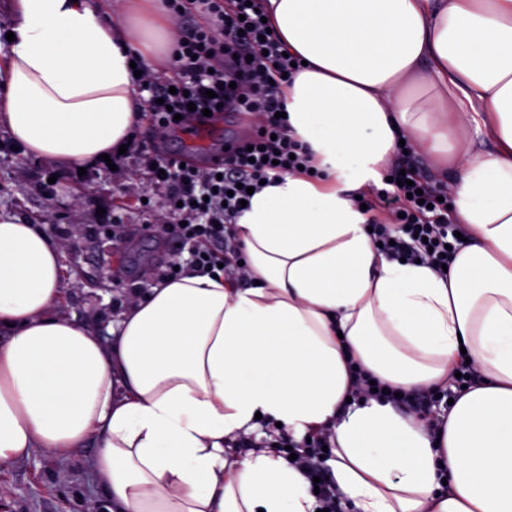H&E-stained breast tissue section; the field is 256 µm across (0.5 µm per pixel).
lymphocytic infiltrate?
<instances>
[{"mask_svg":"<svg viewBox=\"0 0 512 512\" xmlns=\"http://www.w3.org/2000/svg\"><path fill=\"white\" fill-rule=\"evenodd\" d=\"M175 18L195 8L198 19L186 23L175 36L169 75L143 69L135 83L151 99L147 117L154 127L169 132L183 128L192 109L216 110L224 106L264 118L248 143L229 149L223 163L207 170L182 165L174 157L153 154L137 139L127 144L128 154L150 165L149 175L164 196L170 221L156 225V232L176 241L188 254L179 266H166L157 280L174 277L176 270L200 275L224 274L239 278V248L232 241L231 225L241 213L247 190L261 182H274L312 160L290 135L279 96L281 86L294 79L297 69L285 58L274 34L268 33L261 13L246 0H166ZM406 185H397L398 175ZM390 180L372 187L361 201L371 211L375 241L392 259L419 261L441 270L454 253L450 246L455 227L448 222V204L440 189L418 178L403 147H395ZM422 191L411 197V189Z\"/></svg>","mask_w":512,"mask_h":512,"instance_id":"f902f5d3","label":"lymphocytic infiltrate"}]
</instances>
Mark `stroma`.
Returning a JSON list of instances; mask_svg holds the SVG:
<instances>
[{"mask_svg": "<svg viewBox=\"0 0 512 512\" xmlns=\"http://www.w3.org/2000/svg\"><path fill=\"white\" fill-rule=\"evenodd\" d=\"M257 124L256 117L223 112L203 123L189 122L179 137L171 138L144 119L133 135L153 149L204 168L214 157L223 156L225 144L244 140ZM89 172L93 181L86 186L76 169L26 154L0 128V209L41 220L47 233L62 244L58 310L106 339L120 312L121 286L152 287L155 273L176 251L174 244L158 240L149 229L163 214L140 203L148 180L136 159H126L119 174L104 162ZM58 211L64 213L63 221H53ZM117 217L127 226L124 238L107 241L85 235L86 225L108 224ZM95 451L91 442L74 449L63 475L55 460L40 449L0 467V512H84L88 503L102 501L104 493L89 467Z\"/></svg>", "mask_w": 512, "mask_h": 512, "instance_id": "obj_1", "label": "stroma"}]
</instances>
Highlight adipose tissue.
<instances>
[{
    "mask_svg": "<svg viewBox=\"0 0 512 512\" xmlns=\"http://www.w3.org/2000/svg\"><path fill=\"white\" fill-rule=\"evenodd\" d=\"M306 65L282 91L319 179L264 187L232 226L247 286L185 274L131 296L110 340L57 314L60 246L0 211V466L90 460L107 512H317L323 434L340 512H512V0H261ZM0 127L75 168L130 139V66L168 65L144 0H14ZM451 172L447 273L378 252L352 193L400 139ZM470 368L467 387L455 373ZM450 388L433 422L383 397ZM279 425L295 452L273 439Z\"/></svg>",
    "mask_w": 512,
    "mask_h": 512,
    "instance_id": "1",
    "label": "adipose tissue"
}]
</instances>
